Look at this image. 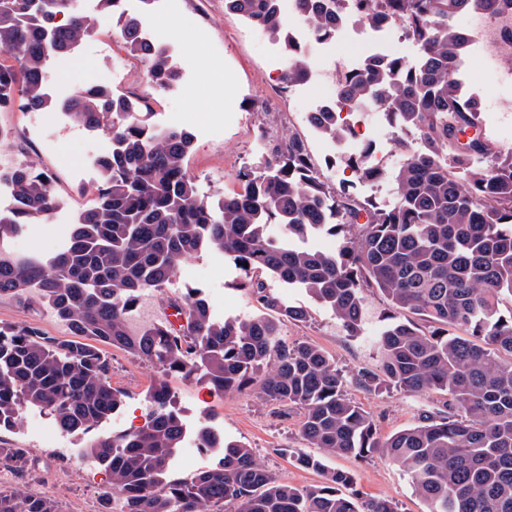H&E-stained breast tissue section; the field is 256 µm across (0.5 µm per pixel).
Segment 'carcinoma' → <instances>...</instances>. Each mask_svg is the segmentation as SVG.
I'll use <instances>...</instances> for the list:
<instances>
[{"label": "carcinoma", "instance_id": "cac0c4a2", "mask_svg": "<svg viewBox=\"0 0 512 512\" xmlns=\"http://www.w3.org/2000/svg\"><path fill=\"white\" fill-rule=\"evenodd\" d=\"M296 2L312 37L325 43L335 40L336 14L353 12L400 27L415 46L411 62L367 58L340 89L349 104L375 112L400 155L386 169L370 163L368 148L343 163L360 182L390 186L384 205L329 185L293 134L281 137L258 170L240 175L239 190L206 199L187 169L192 134L150 124L148 97L107 83L62 102L46 91L43 72L92 37L97 18L74 10L72 0H0V112L63 108L75 125L112 143L99 160L93 204L51 256L18 255L10 241L52 217L59 206L52 181L22 163L0 169L16 201L0 210V300L36 301L71 332L59 339L33 323L0 325V430L13 428L25 408L73 435L110 418L124 393L112 386L102 349L109 345L163 377L200 373L216 391L254 387L302 409L300 435L311 448L356 457L382 451L409 476L427 512H512V318L499 315L502 301H512V151L493 149L481 109L455 91L463 42L456 18L469 8L495 14L500 0ZM224 8L282 42L284 86L306 78L310 63L295 48L280 0H224ZM117 23L124 51L144 64L153 89L178 81L166 41L143 44L135 15ZM312 128L332 140L347 135L333 111L315 113ZM271 224L282 225V238L270 235ZM318 234L341 236L338 249L296 244ZM205 248L232 259L260 307L294 320L308 316L272 295L265 273L305 289L348 336L364 335L365 291L380 292L392 315L367 337L376 368L348 378L318 346L285 341L278 319L266 314L218 321L198 289L169 302L176 322L132 326L136 302ZM349 381L413 395L444 391L448 411L382 436L346 398ZM146 398L145 426L85 447V459L109 473L121 512H397L388 499L359 497L350 474L327 470L311 454H297L295 463L323 481L290 485L251 449L209 428L199 440L219 454L217 464L176 477L182 419L164 381ZM2 461L28 469L18 448H0ZM0 512L60 510L47 497L1 487Z\"/></svg>", "mask_w": 512, "mask_h": 512}]
</instances>
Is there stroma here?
Here are the masks:
<instances>
[{"instance_id": "obj_1", "label": "stroma", "mask_w": 512, "mask_h": 512, "mask_svg": "<svg viewBox=\"0 0 512 512\" xmlns=\"http://www.w3.org/2000/svg\"><path fill=\"white\" fill-rule=\"evenodd\" d=\"M177 11L154 13L135 5L134 13L143 24L163 32L171 23L185 21L193 29L195 40L204 48L197 57L182 39L169 37L168 43L181 76L170 88L155 92L145 79L143 65L123 52H114L119 43L118 28L111 17L98 19L96 34L85 41L73 59L54 71L55 80L70 90L94 83H108L118 90L149 96L150 121L161 128H180L191 132L194 146L187 168L202 193L213 196L235 191L237 175L256 169L270 150V143L291 133L303 139L329 183L344 178L342 164L336 163L328 139L315 132L306 121L309 100L332 98L336 86L330 82L309 85L306 97L283 88L277 71L282 60L272 56L275 41L238 15L224 8V0H176ZM219 98L217 111H201V103ZM264 106L257 112L250 101ZM30 113L17 109L0 112V127L10 130L8 144L0 151L14 160L53 176L61 199L49 223L31 226L13 241L20 253L50 255L65 244L72 220L92 201L90 189L97 179L93 166L85 158L92 144L110 148L104 133L82 135L79 127L62 120V130L52 144L31 125ZM240 270L223 254L204 250L181 264L165 288L151 295L141 307L142 319L164 321L168 300L181 297L187 289H200L209 299L214 316L250 318L261 315L249 291L240 284ZM269 291L284 304L307 310L303 321L282 319L281 335L291 342H308L321 347L337 368L351 373L372 368L376 353L369 344L390 314L387 300L376 291L366 297V338L345 335L332 313L317 303L304 289L293 288L275 279L266 281ZM36 323L48 335L69 338L67 327L44 307L33 303L0 300V324ZM112 362V385L123 391V403L113 416L100 423L96 434L108 435L143 423L147 405L146 391L158 378L156 368L118 348L108 351ZM170 396L188 427H211L225 440L251 448L264 467L288 483L305 487L319 484L320 472L298 467L297 453L308 445L299 434L302 412L290 408L280 412L278 405L260 397L257 390L217 393L194 375L167 378ZM347 398L362 407L387 435L414 425L421 411L441 408L444 397L431 391L408 395L392 389L365 390L347 385ZM86 443L83 436L62 433L51 416L35 409L25 410L15 428L0 432V448L25 449L32 466L24 477L0 468L1 486H19L30 494L53 499L60 512H120V499L103 500L102 492L111 485L110 476L101 468L88 469L77 458ZM328 468L350 473L353 487L363 498H385L396 504L398 512H427V504L414 490L410 478L381 452L363 457L324 458Z\"/></svg>"}]
</instances>
